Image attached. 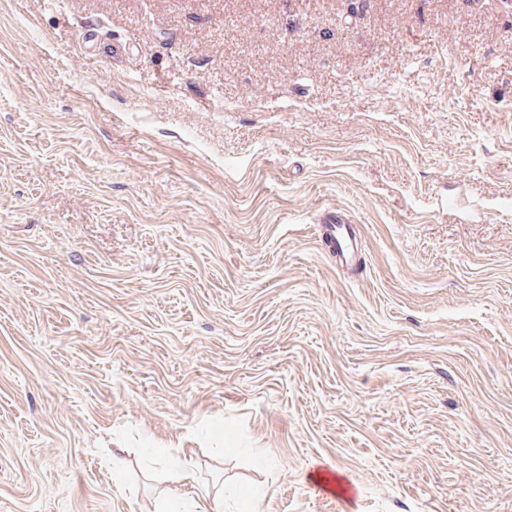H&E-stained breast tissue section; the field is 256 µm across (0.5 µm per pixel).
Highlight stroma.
Listing matches in <instances>:
<instances>
[{
	"instance_id": "stroma-1",
	"label": "stroma",
	"mask_w": 512,
	"mask_h": 512,
	"mask_svg": "<svg viewBox=\"0 0 512 512\" xmlns=\"http://www.w3.org/2000/svg\"><path fill=\"white\" fill-rule=\"evenodd\" d=\"M152 448L512 512L501 0H0V512H182ZM324 225L328 241L336 249V264L342 268H353L360 261L357 240L351 224L339 214L333 215Z\"/></svg>"
}]
</instances>
